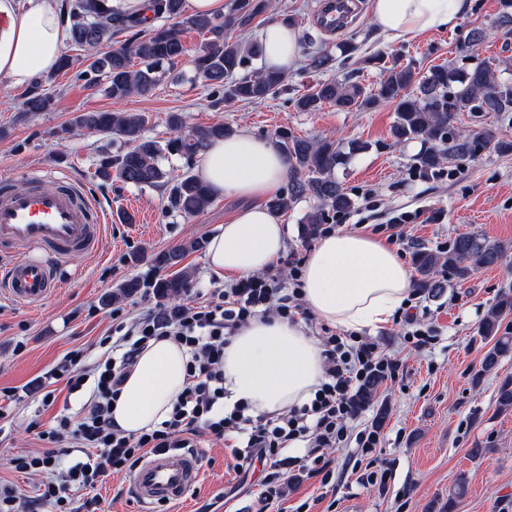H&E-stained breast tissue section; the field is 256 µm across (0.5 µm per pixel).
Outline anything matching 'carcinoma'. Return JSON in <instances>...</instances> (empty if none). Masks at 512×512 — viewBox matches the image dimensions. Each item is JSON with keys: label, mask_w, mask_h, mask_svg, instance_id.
I'll list each match as a JSON object with an SVG mask.
<instances>
[{"label": "carcinoma", "mask_w": 512, "mask_h": 512, "mask_svg": "<svg viewBox=\"0 0 512 512\" xmlns=\"http://www.w3.org/2000/svg\"><path fill=\"white\" fill-rule=\"evenodd\" d=\"M153 18L165 24L154 25L144 19L123 15H108L99 0H75L66 12L70 44L89 49L88 71L104 75L106 93L115 101L132 95H146L169 73L185 53L181 40L184 29H196L208 35V41L194 59L196 74L226 101L261 102L283 90L286 75L266 68L249 69L252 61L262 57V45H244L234 39L231 31L249 26L253 20L273 8L272 0H233L226 16L199 17L184 13L183 0H151ZM126 33L124 43L108 49L112 34ZM394 105L395 118L390 135L402 144L418 141L423 145L416 156L419 175L435 174L444 160L473 157L477 151L493 147L509 154L512 141L496 136L488 126L475 137L455 127L463 112H512V83L498 75L489 64L473 67L432 69L417 76L408 65L394 62L382 66V78L376 89H367L357 82L325 79L315 88L296 99L301 112H316L324 104L344 111L370 109L380 102ZM54 98L43 89V79L33 82L25 91L23 108L26 112H49ZM75 125L103 135L121 139L123 150L100 152L97 177L103 182L120 181L135 187L170 188L171 205L186 215L205 210L213 196L193 173L192 165L198 153L211 141L230 134L222 123L185 125L183 116L171 113L167 123L174 136L155 140L145 136L147 116L136 112H82ZM280 147L288 158L290 173L287 190L267 202L271 211L282 214L294 208L304 198H314L320 206L308 213L303 223L306 233L314 235L318 225L326 220L325 211L344 213L354 207V200L335 177V170L368 145L352 141L343 146L330 140L313 141L295 136L286 129L276 132ZM172 155L185 160L182 173L175 174L163 161ZM199 247L196 241L156 255L155 267L178 266L186 253ZM507 246L490 242L472 233L457 235L446 250L421 249L416 253L415 266L419 288L434 287L433 276L446 270L465 280L475 271L502 261ZM189 276L181 270L157 279L153 288L157 298L173 300L188 288ZM512 313V296H501L487 311L479 336L491 343L484 353L480 370L473 381L494 370L501 358L512 354V332L503 328V320ZM385 382L377 376L357 394L358 405L371 406L377 390ZM498 408L512 409V379L504 380L497 392ZM468 493V484L458 477L448 494L446 512H453L457 500Z\"/></svg>", "instance_id": "obj_1"}]
</instances>
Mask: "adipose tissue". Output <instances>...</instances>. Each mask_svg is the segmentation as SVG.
<instances>
[{"label": "adipose tissue", "instance_id": "1", "mask_svg": "<svg viewBox=\"0 0 512 512\" xmlns=\"http://www.w3.org/2000/svg\"><path fill=\"white\" fill-rule=\"evenodd\" d=\"M467 0H373L372 24L389 39L455 28ZM57 0H0V75L22 87L54 70L65 46ZM265 67L289 72L301 56L299 31L271 20L260 36ZM285 156L248 131L208 143L195 168L212 195L246 205L211 237L212 272L239 278L268 270L285 251L287 232L266 202L288 181ZM303 300L322 323L359 332L389 323L411 294V272L382 241L359 232L321 237L308 252ZM187 349L173 338L148 342L112 403L118 430L137 434L168 419L185 386ZM323 357L303 322L256 316L224 348V387L251 414L287 412L307 402L323 380Z\"/></svg>", "mask_w": 512, "mask_h": 512}]
</instances>
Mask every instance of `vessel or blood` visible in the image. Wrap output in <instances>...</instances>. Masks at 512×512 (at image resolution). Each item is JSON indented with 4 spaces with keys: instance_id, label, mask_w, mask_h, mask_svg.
I'll use <instances>...</instances> for the list:
<instances>
[{
    "instance_id": "obj_1",
    "label": "vessel or blood",
    "mask_w": 512,
    "mask_h": 512,
    "mask_svg": "<svg viewBox=\"0 0 512 512\" xmlns=\"http://www.w3.org/2000/svg\"><path fill=\"white\" fill-rule=\"evenodd\" d=\"M103 215L87 191L68 173L44 171L32 188L18 191L11 178L0 179V251L10 263L0 270V291L34 305L58 285V269L73 254L93 250ZM201 461L188 452L147 457L130 477L132 493L144 507L179 503L200 478Z\"/></svg>"
}]
</instances>
